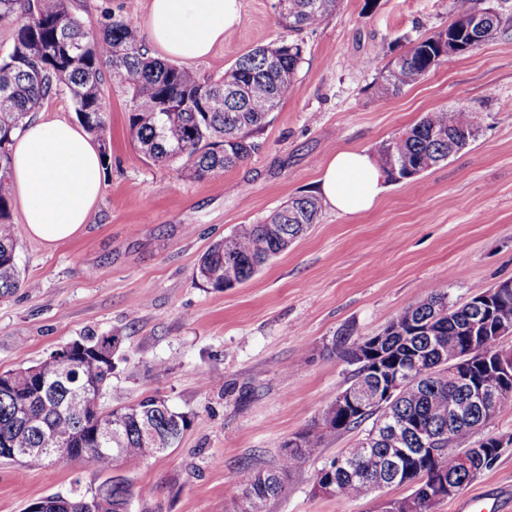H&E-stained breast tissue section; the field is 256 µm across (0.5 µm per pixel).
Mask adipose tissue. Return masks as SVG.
Here are the masks:
<instances>
[{"instance_id":"adipose-tissue-1","label":"adipose tissue","mask_w":512,"mask_h":512,"mask_svg":"<svg viewBox=\"0 0 512 512\" xmlns=\"http://www.w3.org/2000/svg\"><path fill=\"white\" fill-rule=\"evenodd\" d=\"M241 21L240 0H148L144 28L151 47L196 62ZM10 184L28 235L52 246L88 223L102 190L97 148L69 122L30 121L15 136ZM388 177L363 150H342L323 165L318 193L343 214L369 210Z\"/></svg>"}]
</instances>
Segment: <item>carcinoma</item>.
<instances>
[{
  "instance_id": "carcinoma-1",
  "label": "carcinoma",
  "mask_w": 512,
  "mask_h": 512,
  "mask_svg": "<svg viewBox=\"0 0 512 512\" xmlns=\"http://www.w3.org/2000/svg\"><path fill=\"white\" fill-rule=\"evenodd\" d=\"M339 0H278L279 15L290 28H303L321 22L335 10ZM481 0H454L457 17L482 11ZM13 29L12 42L0 52V296L20 286L16 261L18 230L12 219L9 174L13 136L20 131L29 114L60 90L72 101L78 120L85 130L101 141L107 154L106 124L109 104L103 94V68L129 94V133L140 152L151 160L182 162L187 176L203 179L223 172L244 161L256 149L250 135L265 125L269 115L293 91L295 74L302 60L298 42H275L256 47L241 55L217 80L201 82L194 72L169 60L152 57L144 49L137 26L129 16L104 15L98 31L71 9L70 0H0V26ZM448 54V41L439 31L411 47L387 68L381 93L400 92L415 83ZM461 111L440 109L426 113L411 129L388 143L379 153V163L391 178L412 179L421 172L448 159V143L463 149L475 129L460 121ZM320 203L313 196H299L270 214L260 224H242L210 246L200 257L196 276L207 285L224 288V263L232 257L240 267L242 284L250 280L271 259L288 249L315 223ZM278 224L281 234H273L269 225ZM444 315L437 322V335L448 342V353L467 335L472 305L449 304L448 294L431 292L411 301L395 320L405 335L394 334L389 350L401 367L407 368L410 382L390 406H370L341 427L359 428L372 421L367 433L382 431L391 420L415 422L427 443L413 435L405 439L407 448H431L440 451L425 457L406 470L393 483L395 487L425 486L427 497L416 503V512H430L438 497L437 480L446 477L462 488L478 474L494 466L499 458L501 439L487 436L475 439L473 424L486 423L512 404V387L504 386L493 375L476 367L472 376L485 385L490 395L484 410L457 417L448 412V400L465 399L463 386L440 363L434 343L425 337L410 335L409 323H417L434 314ZM120 337L85 336L74 341L84 352L61 369L36 364L45 386L0 388V458L26 470L40 469L44 460L31 456L15 460L6 452L11 448H37L42 431L70 435L87 448L96 447L94 433L101 422L112 428L119 440L110 447L120 449L112 466L130 470L143 460L140 430L151 424L160 447H177L189 426L186 414L172 410L165 400L147 397L134 406L105 408L74 397L81 389L108 385L115 368L110 359L98 356V350L113 351ZM295 450L282 455L273 472H289L298 464L321 453V437L312 432L297 436ZM467 455L470 465L443 451L447 446ZM370 461L389 463L388 447L375 441L363 449ZM261 469H245L238 484L252 488L244 496L240 512H267L268 503L283 486L261 481ZM333 495L364 498L372 495L366 464L346 461L335 470ZM132 496L129 480L122 474L112 476V492L106 504L95 502L94 495L67 497L69 509L58 506L59 495L39 500L42 512H125Z\"/></svg>"
}]
</instances>
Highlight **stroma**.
Instances as JSON below:
<instances>
[{
	"label": "stroma",
	"mask_w": 512,
	"mask_h": 512,
	"mask_svg": "<svg viewBox=\"0 0 512 512\" xmlns=\"http://www.w3.org/2000/svg\"><path fill=\"white\" fill-rule=\"evenodd\" d=\"M276 2L241 0L239 27L192 65L208 82L257 46L302 43L294 90L254 133V153L203 179L149 161L131 141L127 93L105 80L109 157L90 221L51 247L20 233L23 284L0 298V373L112 334L122 343L105 405L155 395L189 416L178 448L127 471L128 512H237L239 472L276 465L280 444L319 430L323 409L348 386L354 367L343 342L379 334L431 291L459 305L512 280V0H485L502 15L494 37L389 96L379 90L387 65L446 29L453 0H340L300 31L282 23ZM146 4L71 0L91 24L107 11L142 21ZM438 109L475 119L466 149L414 182L390 183L367 212L322 205L310 231L244 284L216 290L196 277L201 255L238 225L315 195L337 151L378 153ZM481 433L509 443L431 512H512V408ZM361 435L323 434L320 456L290 472L268 512H380L382 496L313 492L324 461ZM112 474L84 460L34 471L0 460V512L94 491Z\"/></svg>",
	"instance_id": "35a3bbf8"
}]
</instances>
